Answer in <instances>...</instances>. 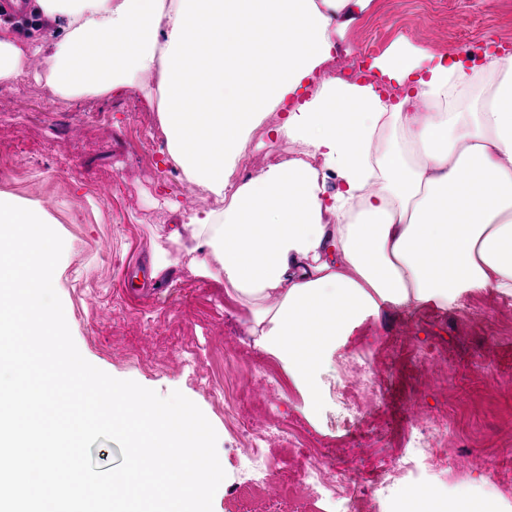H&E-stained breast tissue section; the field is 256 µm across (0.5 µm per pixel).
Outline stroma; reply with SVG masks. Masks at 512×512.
<instances>
[{
  "label": "stroma",
  "mask_w": 512,
  "mask_h": 512,
  "mask_svg": "<svg viewBox=\"0 0 512 512\" xmlns=\"http://www.w3.org/2000/svg\"><path fill=\"white\" fill-rule=\"evenodd\" d=\"M399 45L449 60L466 58L471 45L482 54L512 51V0H372L337 39L345 53H364L370 83L393 95L397 84L375 64ZM280 121V112L267 113L248 134L246 152L261 167L276 162L282 143L271 130ZM0 193L42 209L62 237L53 285L81 355L160 395L181 391L212 424L226 473L213 512H246L231 492L257 476L233 465L228 412L300 426L308 447L335 451L355 491L385 481L416 408L435 406L455 417L448 446L459 466L448 472L449 498L512 512V503L465 474L512 448V297L466 293L449 310L356 323L325 357L310 409L279 363L255 346L244 308L222 284L194 275L168 241L173 225L211 200L168 163L159 114L141 86L67 102L51 95L39 59H31L24 77L0 83ZM161 248L176 261L171 278L137 291L131 272L148 273ZM356 349L369 355L375 397L347 428L334 415L329 384Z\"/></svg>",
  "instance_id": "1"
}]
</instances>
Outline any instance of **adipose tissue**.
<instances>
[{"label": "adipose tissue", "mask_w": 512, "mask_h": 512, "mask_svg": "<svg viewBox=\"0 0 512 512\" xmlns=\"http://www.w3.org/2000/svg\"><path fill=\"white\" fill-rule=\"evenodd\" d=\"M371 0H34L57 35L22 45L0 27V82L40 58L52 95H110L151 75L167 158L222 201L169 240L247 310L256 346L307 405L323 358L355 322L512 296V56L379 65L410 94L330 77L289 107ZM288 112L279 138L308 161L231 180L251 126ZM339 185L329 189L325 173Z\"/></svg>", "instance_id": "ef3b65f1"}]
</instances>
